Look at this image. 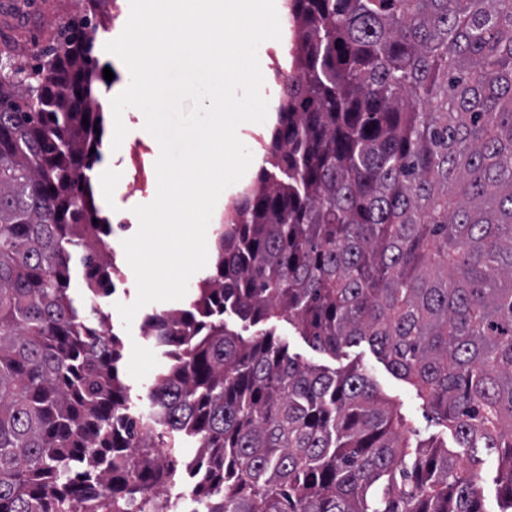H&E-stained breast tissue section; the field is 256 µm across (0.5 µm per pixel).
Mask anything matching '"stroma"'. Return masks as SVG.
Here are the masks:
<instances>
[{
  "label": "stroma",
  "mask_w": 512,
  "mask_h": 512,
  "mask_svg": "<svg viewBox=\"0 0 512 512\" xmlns=\"http://www.w3.org/2000/svg\"><path fill=\"white\" fill-rule=\"evenodd\" d=\"M68 2L69 0H6L5 6H0V35L8 37L16 62L35 64L42 48L56 37L59 25L67 22ZM108 194L110 202L106 207V215L112 225V246L120 275L115 280L112 293L97 298L96 303L107 317L106 330L114 333L122 343V357L117 368L125 387L129 411L144 416L150 410L149 389L156 376L170 362L164 348L145 336V320L149 315L177 306H189L195 298L200 278L196 275L191 277L185 298L175 303L169 301L148 304L135 315L131 327H124L116 305L135 299L136 283L134 273L126 261L122 242L138 229L133 207L150 203L151 198L147 195L128 194L124 181L119 177L111 182ZM224 321L230 330L246 338L259 335L262 329H272L276 337L287 343L290 355L305 364L330 372L356 364L364 367L376 383L380 394L399 405L409 428L416 430L424 438L432 435L446 436V429L426 412L415 388L393 374L386 361L368 343L347 347L333 354L313 347L293 325L282 319L268 321L263 327L252 326L228 312L224 315Z\"/></svg>",
  "instance_id": "stroma-1"
}]
</instances>
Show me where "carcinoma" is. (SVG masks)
I'll use <instances>...</instances> for the list:
<instances>
[{
	"instance_id": "1",
	"label": "carcinoma",
	"mask_w": 512,
	"mask_h": 512,
	"mask_svg": "<svg viewBox=\"0 0 512 512\" xmlns=\"http://www.w3.org/2000/svg\"><path fill=\"white\" fill-rule=\"evenodd\" d=\"M288 75L260 174L216 230L188 309L148 318L173 359L126 413L121 342L70 293L118 273L95 37L59 25L0 73V512H169L195 439L205 512H512V0H289ZM88 125H83L82 120ZM99 131H94V128ZM95 153H90V149ZM232 312L332 354L365 341L467 449L418 439L370 375L319 371ZM154 435L156 443L164 448H169L172 452H177L183 455L185 463L183 468L177 473L175 478L168 483L166 492L172 500L179 499L182 505H191L196 501L195 486L197 483L196 477H193L191 471L186 469L185 464L192 459L194 455V445L184 434L172 431L165 426L156 425L154 427Z\"/></svg>"
}]
</instances>
